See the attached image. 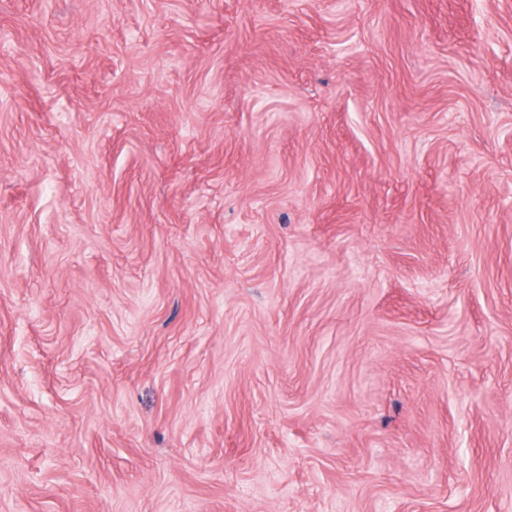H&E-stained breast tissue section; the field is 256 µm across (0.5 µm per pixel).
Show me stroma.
<instances>
[{
	"label": "stroma",
	"instance_id": "stroma-1",
	"mask_svg": "<svg viewBox=\"0 0 512 512\" xmlns=\"http://www.w3.org/2000/svg\"><path fill=\"white\" fill-rule=\"evenodd\" d=\"M512 0H0V512H512Z\"/></svg>",
	"mask_w": 512,
	"mask_h": 512
}]
</instances>
